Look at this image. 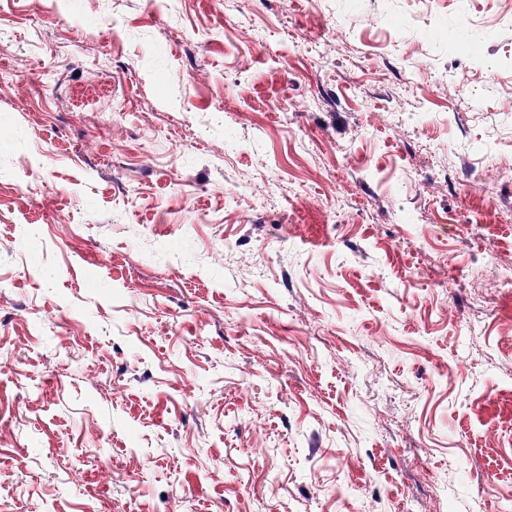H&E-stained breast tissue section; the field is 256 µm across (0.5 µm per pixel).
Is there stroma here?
Masks as SVG:
<instances>
[{
    "label": "stroma",
    "instance_id": "35a3bbf8",
    "mask_svg": "<svg viewBox=\"0 0 512 512\" xmlns=\"http://www.w3.org/2000/svg\"><path fill=\"white\" fill-rule=\"evenodd\" d=\"M103 2L0 0V512H507L512 0Z\"/></svg>",
    "mask_w": 512,
    "mask_h": 512
}]
</instances>
